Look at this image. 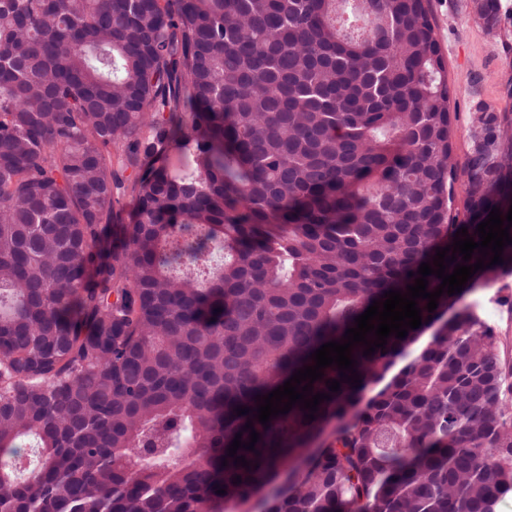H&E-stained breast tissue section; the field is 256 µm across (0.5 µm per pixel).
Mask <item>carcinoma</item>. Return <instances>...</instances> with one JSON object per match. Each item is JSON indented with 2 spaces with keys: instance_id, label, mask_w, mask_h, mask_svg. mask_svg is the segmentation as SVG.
Segmentation results:
<instances>
[{
  "instance_id": "1",
  "label": "carcinoma",
  "mask_w": 512,
  "mask_h": 512,
  "mask_svg": "<svg viewBox=\"0 0 512 512\" xmlns=\"http://www.w3.org/2000/svg\"><path fill=\"white\" fill-rule=\"evenodd\" d=\"M474 9L498 27L499 0ZM438 52L428 0H0V512H249L261 489L263 512H496L512 371L452 306L512 244L405 338L353 346L360 386L323 369L314 420L254 417L512 208L508 142L478 136L512 122L477 108L453 163Z\"/></svg>"
}]
</instances>
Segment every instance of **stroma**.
I'll list each match as a JSON object with an SVG mask.
<instances>
[{"mask_svg": "<svg viewBox=\"0 0 512 512\" xmlns=\"http://www.w3.org/2000/svg\"><path fill=\"white\" fill-rule=\"evenodd\" d=\"M500 25L487 32L473 15L472 0H429L431 21L454 94L450 100L453 148L465 162L471 117L477 107L512 116V0H500ZM493 327L512 368V274L475 288L462 300Z\"/></svg>", "mask_w": 512, "mask_h": 512, "instance_id": "stroma-1", "label": "stroma"}]
</instances>
